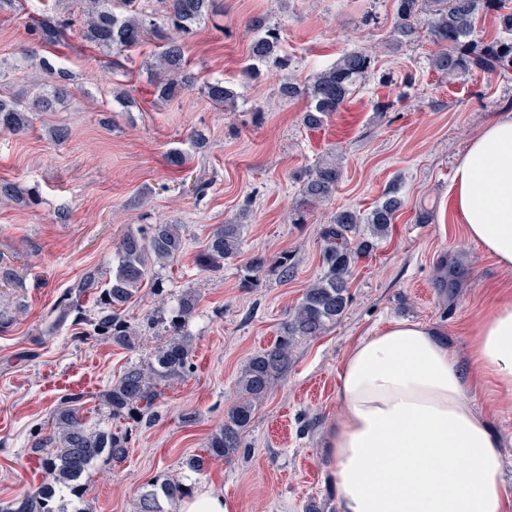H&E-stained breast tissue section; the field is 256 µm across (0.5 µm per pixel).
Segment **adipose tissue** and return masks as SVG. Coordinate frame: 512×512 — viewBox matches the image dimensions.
I'll list each match as a JSON object with an SVG mask.
<instances>
[{
	"label": "adipose tissue",
	"instance_id": "obj_1",
	"mask_svg": "<svg viewBox=\"0 0 512 512\" xmlns=\"http://www.w3.org/2000/svg\"><path fill=\"white\" fill-rule=\"evenodd\" d=\"M453 206L469 240L512 268V114L460 156ZM469 373L419 322H390L346 355L341 415L328 437L338 512H512L482 385L512 396V297L468 343Z\"/></svg>",
	"mask_w": 512,
	"mask_h": 512
}]
</instances>
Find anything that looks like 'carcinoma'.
I'll return each mask as SVG.
<instances>
[{
    "label": "carcinoma",
    "mask_w": 512,
    "mask_h": 512,
    "mask_svg": "<svg viewBox=\"0 0 512 512\" xmlns=\"http://www.w3.org/2000/svg\"><path fill=\"white\" fill-rule=\"evenodd\" d=\"M137 0H126L130 8L118 12L112 0H88L84 11L83 37L95 45L120 54L138 45L146 28L155 31L163 42L160 66L164 77H154L156 93L169 100L180 89H189L198 77L188 69L184 36L217 11V0H162L166 7L168 29L154 23L138 7ZM496 14L499 35L487 40L473 38L480 16ZM69 22L47 18L37 32L45 42H53L57 32ZM254 38L249 54L252 63L245 75L256 73L257 65L284 70L290 59L282 54L280 26L266 17L251 20ZM427 30L438 47L431 58L433 68L452 79L472 72L506 75L512 72V7L507 0H396L395 22L391 45L399 47ZM51 82L31 102L0 99V128L21 132L28 128L27 112L47 110L63 100L68 92L70 74L57 67L48 57L39 58ZM372 57L363 49L344 53L335 63L317 71L307 83L281 84L283 98L305 96L309 105L303 122L318 128L325 119L339 111L355 91L357 82L371 69ZM211 101L234 107L236 95L221 80L204 84ZM340 179V170L332 162L322 163L303 180L301 198L292 213V223L306 221L308 207L329 199ZM402 201L392 190L365 217L353 210L336 212L322 231V270L306 288L301 301L282 323L276 342L251 356L237 382L241 398L224 416V427L210 437L202 453L185 461L193 472L202 471L211 460L230 461L243 448V434L250 427L256 403L265 398L288 369L291 351L300 337L319 336L334 324L348 306L353 265L358 254L374 249L376 241L389 233ZM240 224H220L208 236L200 254L203 266L219 267L234 255L241 242ZM182 235L176 224H149L139 232L122 238L112 257V277L104 282L97 269L86 270L63 294L56 306L57 317L46 325L45 334L54 335L64 321L77 313L78 321L90 327L88 334L104 336L112 343L129 348L133 344V327L124 317V306L150 283L161 294L154 281L158 264L174 261L182 252ZM92 295L97 311L89 316L81 311L80 300ZM198 298L186 292L178 299L170 314L150 318L162 328L165 339L154 347L152 360L146 365H131L105 393V403L112 417L126 425L115 431H97L88 427L81 414L83 396L71 393L62 398L49 430L32 438L30 448L38 454L43 472L53 481L44 482L32 493L6 506L0 512H69L70 497L83 496V479L99 459L123 460L133 428L149 414L160 396L158 387L186 374L190 367L192 344L185 324L194 315ZM191 494L188 485L170 478L156 480L137 503V512H165L162 502H170Z\"/></svg>",
    "instance_id": "carcinoma-1"
}]
</instances>
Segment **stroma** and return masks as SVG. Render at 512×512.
Returning <instances> with one entry per match:
<instances>
[{"mask_svg": "<svg viewBox=\"0 0 512 512\" xmlns=\"http://www.w3.org/2000/svg\"><path fill=\"white\" fill-rule=\"evenodd\" d=\"M222 2L223 11L186 41L191 69L237 93L230 112L198 86L158 99L148 74L158 40L144 34L113 59L81 38L83 0H23L22 10L0 12V97L35 95L48 81L36 63L43 55L73 76L53 111L30 113L25 132H0V182L36 198L30 205L0 198V263L15 274L0 282V313L11 320L0 330V503L41 483L31 438L47 429L60 396L83 394L87 424L119 428L103 395L126 367L146 364L156 344L147 325L158 306L152 286L126 308L136 330L132 348L85 335L70 321L52 336L45 326L59 295L85 270L110 277L117 244L143 225H179L185 240L180 256L154 272L169 301L187 291L199 299L187 324L192 367L162 385L123 461L94 464L78 512H136L140 494L166 476L221 491L233 512H306L310 505L336 512L325 442L341 413L338 373L348 350L405 318L435 329L466 363L470 331L489 316L498 293L512 292V269L467 239L449 195L468 141L512 114V73L445 78L430 64L435 47L425 34L392 49L394 0ZM257 15L281 25L292 65L248 79V21ZM45 16L68 19L64 38H39L35 23ZM357 47L369 48L371 70L340 112L321 127L304 126L306 98H281L279 86L304 83ZM119 89L134 107L115 101ZM61 127L68 131L62 143L52 134ZM195 130L208 138L204 151L191 146ZM173 149L185 153L182 167L168 164ZM326 160L341 170L335 193L311 208L306 223H291L305 172ZM197 182L204 192L193 193ZM391 189L403 206L388 236L358 259L344 314L321 336L296 343L286 375L255 407L245 455L197 474L185 469L223 426L248 358L274 343L320 274L323 227L344 208L369 212ZM422 207L434 209V223H416ZM238 222V254L221 267H202L209 232ZM284 252L295 266L286 281L272 266ZM260 257L264 267L244 284L245 268ZM451 262L465 272L452 293L434 280L436 266Z\"/></svg>", "mask_w": 512, "mask_h": 512, "instance_id": "35a3bbf8", "label": "stroma"}]
</instances>
